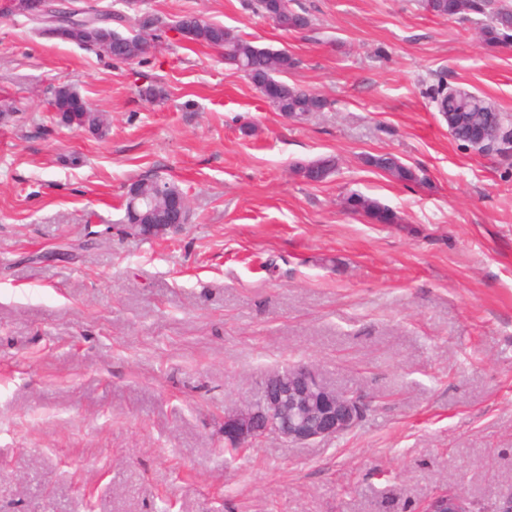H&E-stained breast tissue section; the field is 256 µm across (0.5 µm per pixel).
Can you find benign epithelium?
Masks as SVG:
<instances>
[{"mask_svg":"<svg viewBox=\"0 0 512 512\" xmlns=\"http://www.w3.org/2000/svg\"><path fill=\"white\" fill-rule=\"evenodd\" d=\"M503 123L502 113H492L469 146L511 150L512 138H502ZM369 409L365 396L330 386L309 364H295L266 376L259 402L224 411V447L240 451L266 436L308 445L353 430ZM419 512H473V504L459 491L444 490L425 500Z\"/></svg>","mask_w":512,"mask_h":512,"instance_id":"benign-epithelium-1","label":"benign epithelium"}]
</instances>
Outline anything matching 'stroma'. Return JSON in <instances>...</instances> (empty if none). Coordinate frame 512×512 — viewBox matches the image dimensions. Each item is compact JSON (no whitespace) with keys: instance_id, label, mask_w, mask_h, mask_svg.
<instances>
[{"instance_id":"stroma-1","label":"stroma","mask_w":512,"mask_h":512,"mask_svg":"<svg viewBox=\"0 0 512 512\" xmlns=\"http://www.w3.org/2000/svg\"><path fill=\"white\" fill-rule=\"evenodd\" d=\"M0 0V512H417L445 489L512 495V153L456 140L459 84L512 115V44L422 0H149L166 25L124 63L47 40ZM194 13L297 61L326 98L283 117ZM70 86L99 135L58 123ZM162 94L145 97L147 87ZM389 154L420 180L369 166ZM333 158L325 181L299 166ZM175 183L190 220L123 234L125 196ZM354 193L399 217L376 224ZM372 402L350 432L224 450V412L291 362ZM255 11L263 17L274 19L273 14H288V31H300L309 27L310 18L305 13L295 11L291 0H251ZM273 21V20H272ZM431 99L436 103L438 110L448 112L445 121L448 123L449 131L454 135L455 128L465 125L469 116L467 112H473L480 116L482 112L495 111L489 104H481L463 97H448V84L444 81L438 82L433 89ZM463 110L464 112H450ZM74 96L79 97L81 101L79 103H75L73 100ZM50 105L52 110L56 112L57 117H61V119L59 117V121L61 123L69 118V112H80V114L85 118V123H87L91 129L99 130L101 132L105 131L100 115L90 107L88 101L81 96L78 91L69 86L63 85L58 87Z\"/></svg>"}]
</instances>
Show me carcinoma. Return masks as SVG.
Instances as JSON below:
<instances>
[{
  "label": "carcinoma",
  "mask_w": 512,
  "mask_h": 512,
  "mask_svg": "<svg viewBox=\"0 0 512 512\" xmlns=\"http://www.w3.org/2000/svg\"><path fill=\"white\" fill-rule=\"evenodd\" d=\"M255 11L269 18L281 12L288 14V30L300 31L309 27L310 18L295 11L291 0H252ZM424 8L438 17H453L458 14L471 12L484 15L488 19L483 29V37L492 43H509L512 41V4L509 0H423ZM85 16L97 21V27L90 31L84 41L78 45L94 47L105 35L112 36V54L117 61H128L132 56L124 54L122 46L139 47L138 55H144L163 24L156 13L143 8L136 14L135 24L138 33L132 37L122 35L111 27L114 21H123L120 14L86 12ZM178 29L191 27L195 31L193 42L204 44L217 49L224 55V61L245 73L250 82L266 98V100L287 118L301 119L312 112H321L327 107V100L295 85L278 78V75L293 69L297 61L288 52L262 47L252 41L240 37L233 30L220 24L207 23L195 14H185L175 21ZM80 96L75 89L63 85L56 89L50 102L51 108L61 120L68 119V113L78 112L85 118V123L92 129L104 131L103 121L86 99L76 103L73 97ZM431 99L442 112L463 110L476 116L489 112L492 107L463 97L448 96V84L440 81L433 89ZM369 166L377 168L392 179L401 183L419 181L415 169L401 163L388 154L370 155L366 158ZM335 171V161L331 158H321L298 168V173L307 181L322 182ZM181 192L173 183H159L156 179L141 178L132 183L128 192L136 191L142 198L135 201L128 197L125 201L126 222L141 224L145 221L142 214L154 213V220L168 222L167 214L163 213L164 188ZM350 210L361 213L378 224H396L397 214L378 200L360 194L348 197Z\"/></svg>",
  "instance_id": "1"
}]
</instances>
